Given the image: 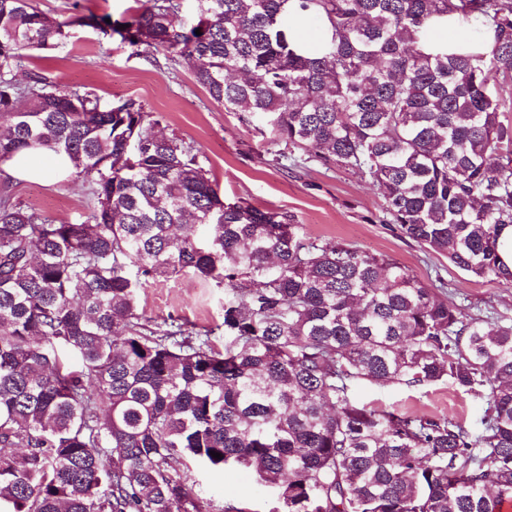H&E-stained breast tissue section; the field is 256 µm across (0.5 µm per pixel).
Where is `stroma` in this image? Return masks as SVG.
I'll list each match as a JSON object with an SVG mask.
<instances>
[{"label": "stroma", "instance_id": "obj_1", "mask_svg": "<svg viewBox=\"0 0 512 512\" xmlns=\"http://www.w3.org/2000/svg\"><path fill=\"white\" fill-rule=\"evenodd\" d=\"M54 17L75 13L123 19L137 0H34ZM50 74L69 92L91 93L102 101L127 100L142 105L157 119L158 132L183 139L198 153L226 201H242L261 210L292 215L317 241H341L384 255L406 266L429 287L446 282L455 301L474 315L512 322V286L479 281L451 265L447 258L401 236L390 224L382 198L358 173L325 169L313 163L283 167L277 147L265 134L259 117L242 118L225 111L194 78L188 61H170L165 51L131 47L89 27L72 31L66 51L31 53L17 72L20 82L30 73ZM95 178L69 177L36 183L0 176V193L9 192L24 208L52 220L79 222L91 206ZM146 324L175 319L201 331L222 323L230 296L224 286L191 273L160 277L139 291ZM354 397L364 403L395 407L417 414H445L476 428L483 413L480 398L449 385L410 389L394 385L358 384ZM199 490L220 506L240 512H270L269 488L244 469L223 472L194 470Z\"/></svg>", "mask_w": 512, "mask_h": 512}]
</instances>
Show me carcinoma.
<instances>
[{
  "label": "carcinoma",
  "instance_id": "1",
  "mask_svg": "<svg viewBox=\"0 0 512 512\" xmlns=\"http://www.w3.org/2000/svg\"><path fill=\"white\" fill-rule=\"evenodd\" d=\"M193 2L190 25L182 0H146L122 28L0 0V159L43 148L96 176L79 223L0 195V512H216L193 464L252 471L280 512H501L512 322L224 201L136 103L15 71L74 26L187 57L226 111L266 120L277 162L358 172L404 236L511 286L512 124L492 85L512 80V0ZM305 17L321 25L312 44L295 36ZM459 22L468 39L435 37ZM182 272L231 294L221 324L142 323V284ZM360 382L449 384L484 411L473 430L372 407Z\"/></svg>",
  "mask_w": 512,
  "mask_h": 512
}]
</instances>
